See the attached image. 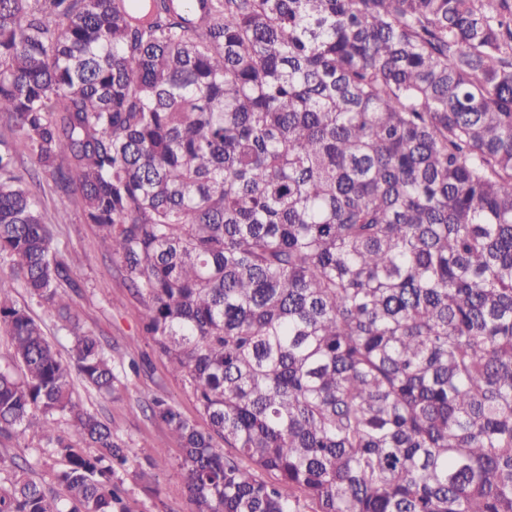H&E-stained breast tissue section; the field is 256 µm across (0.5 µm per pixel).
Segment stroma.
I'll return each mask as SVG.
<instances>
[{
	"instance_id": "stroma-1",
	"label": "stroma",
	"mask_w": 512,
	"mask_h": 512,
	"mask_svg": "<svg viewBox=\"0 0 512 512\" xmlns=\"http://www.w3.org/2000/svg\"><path fill=\"white\" fill-rule=\"evenodd\" d=\"M41 207L53 220L58 211L66 213L64 223L53 227V244L80 259L75 271L80 289L73 300L81 325L100 336L115 359L140 361L139 373L129 375L121 397L81 393L85 408L97 413L135 452L123 476L132 512H193L179 466V444L148 408L152 395L160 394L197 422L201 416L192 394L181 376L171 372L166 359L143 340V307L132 296L120 263L106 249L96 227L84 223L75 203L52 191L42 194ZM0 456L28 460L34 466V479L50 488L55 485V472L62 467L60 459L48 457L38 448L30 431L20 438L0 439Z\"/></svg>"
}]
</instances>
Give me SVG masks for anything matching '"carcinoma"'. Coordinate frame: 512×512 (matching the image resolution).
<instances>
[{
    "label": "carcinoma",
    "instance_id": "obj_1",
    "mask_svg": "<svg viewBox=\"0 0 512 512\" xmlns=\"http://www.w3.org/2000/svg\"><path fill=\"white\" fill-rule=\"evenodd\" d=\"M2 114L0 438L65 495L0 457V512H130L40 173L206 420L149 402L195 512H512V0H0ZM6 460L15 457L20 462L28 460L34 465L33 478L41 481L45 486L52 488L59 494L62 489L54 481V473L61 469L62 462L59 458H49L48 453L37 447V438L32 430H28L25 436L12 440L0 439V456Z\"/></svg>",
    "mask_w": 512,
    "mask_h": 512
}]
</instances>
